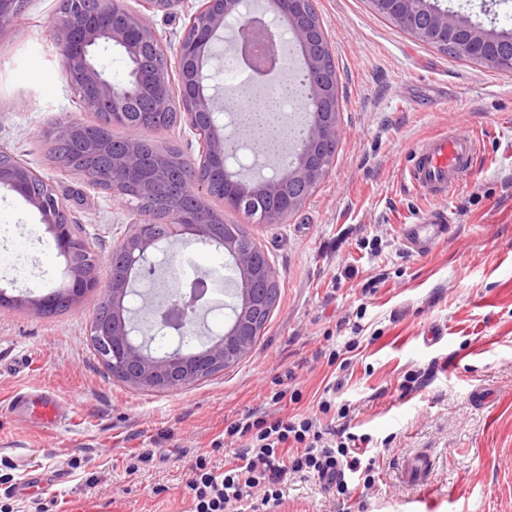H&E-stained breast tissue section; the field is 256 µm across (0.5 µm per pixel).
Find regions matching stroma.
I'll list each match as a JSON object with an SVG mask.
<instances>
[{
  "label": "stroma",
  "instance_id": "obj_1",
  "mask_svg": "<svg viewBox=\"0 0 512 512\" xmlns=\"http://www.w3.org/2000/svg\"><path fill=\"white\" fill-rule=\"evenodd\" d=\"M484 28L512 31V0H439ZM59 0H27L0 36V151L43 175L89 246L107 261L135 220L108 194L58 168L46 133L94 122L67 83L51 24ZM339 86V139L324 178L284 224H257L210 199L225 223L247 225L269 256L280 295L250 354L178 391H147L112 378L96 356L90 325L98 296L46 317L13 297L54 291L65 262L38 212L0 190V256H31V281L0 269V506L34 512H190L185 488L199 457L233 456L224 424L279 389L299 402L276 416L315 414L329 376L343 382L352 433L370 437L371 484L346 494L300 473L281 484L276 512H512V72L416 40L367 0H317ZM456 132L480 139L473 175L441 202L412 193L401 176L422 139ZM451 207L433 252L406 250L401 227ZM440 338L427 342L429 331ZM337 354L342 369L328 363ZM53 391L64 423L18 422L20 392ZM428 452L423 479L404 461ZM143 455L135 474L132 456ZM63 483L37 495L14 487Z\"/></svg>",
  "mask_w": 512,
  "mask_h": 512
}]
</instances>
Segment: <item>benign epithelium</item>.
Here are the masks:
<instances>
[{"label":"benign epithelium","instance_id":"7a95c632","mask_svg":"<svg viewBox=\"0 0 512 512\" xmlns=\"http://www.w3.org/2000/svg\"><path fill=\"white\" fill-rule=\"evenodd\" d=\"M142 9H131L126 0H63L52 23L69 86L83 106L107 112L112 122L132 124L136 102L150 109L157 129L175 114L199 136L198 156L187 160L178 152L146 147L136 133L114 142L79 121L64 122L47 136L70 144L74 153L54 157L62 169L81 175L92 190L106 191L125 200L129 208L147 199L152 206L137 212L128 233L120 240L114 257L119 270L101 286L98 276L75 263L84 241L62 219L64 205L49 182L38 193L31 190L34 170L19 161L0 160V189L9 191L35 209L63 257L69 276L66 292L51 291L39 297L16 298L14 302L40 312L52 300L65 296L70 302L102 291L110 319L99 335L106 347V360L125 384L156 391H173L195 384L214 370L234 365L254 345L258 324L270 314L268 291L261 288L274 280L268 255L244 245L233 224L223 223L215 211L199 205L208 195L213 176L224 182V207L243 211L257 199L266 201L259 221L284 224L326 174L329 146L338 139V82L336 66L324 23L315 0H267L256 11L252 0H201L188 16L174 57H169L153 18L175 19L185 0H140ZM371 9L409 32L421 42L451 49L458 56L490 68L512 71V32L487 30L468 17L440 8L432 0H367ZM14 0H0V34L13 27L19 15L11 12ZM232 34L230 50L239 55L250 45L259 60L279 54L283 35L297 55L305 87L295 97L304 112L305 136L281 138L276 153L280 163L271 173L246 178L237 167L238 155L230 149L233 140L253 139V133L232 118L218 89L204 84L216 75L204 67L218 54L223 34ZM119 50L129 64V79L116 85L101 64L94 63L98 50ZM163 57L160 66L146 64L145 57ZM178 86H173L172 75ZM190 231L197 240L224 252L235 276L232 316L224 330L214 334L198 352H187L178 341L164 352L152 349L153 339L140 334L138 315L156 319L160 328L183 337L196 313L192 301L171 307L165 304L134 308L149 270L159 257H169L166 244Z\"/></svg>","mask_w":512,"mask_h":512}]
</instances>
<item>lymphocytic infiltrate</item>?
<instances>
[{"label": "lymphocytic infiltrate", "mask_w": 512, "mask_h": 512, "mask_svg": "<svg viewBox=\"0 0 512 512\" xmlns=\"http://www.w3.org/2000/svg\"><path fill=\"white\" fill-rule=\"evenodd\" d=\"M336 388L325 385L317 402L320 415L336 413L337 425L322 427L319 417L295 414L287 417L255 416L246 413L224 426V437L237 449L232 461L218 467L199 460L186 487L191 512H243L247 489L266 487L263 506L280 505L274 486L288 473L307 472L336 486L349 489L347 475L371 473L372 464L363 463L355 452L357 437L350 433L344 418L346 408L335 407Z\"/></svg>", "instance_id": "obj_1"}]
</instances>
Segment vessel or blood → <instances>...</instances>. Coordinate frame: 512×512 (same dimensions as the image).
<instances>
[{
    "instance_id": "1",
    "label": "vessel or blood",
    "mask_w": 512,
    "mask_h": 512,
    "mask_svg": "<svg viewBox=\"0 0 512 512\" xmlns=\"http://www.w3.org/2000/svg\"><path fill=\"white\" fill-rule=\"evenodd\" d=\"M479 150L476 138L456 133L435 134L419 142L402 167L406 183L416 192L438 200L447 199L452 189L471 177L473 159ZM445 225L421 220L402 228V240L412 252H430L444 234ZM10 411H21L34 423L51 426L61 422L65 413L48 392L20 394L9 404Z\"/></svg>"
}]
</instances>
